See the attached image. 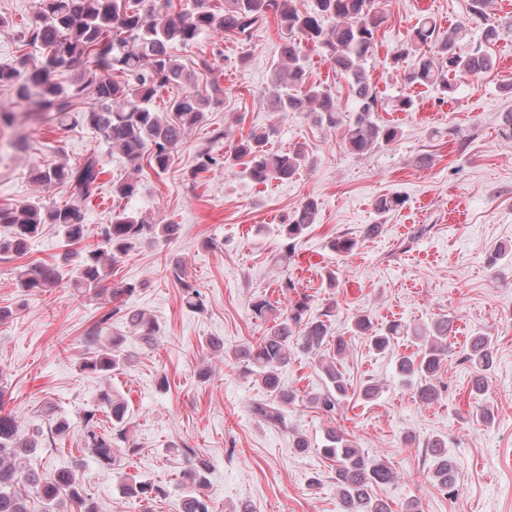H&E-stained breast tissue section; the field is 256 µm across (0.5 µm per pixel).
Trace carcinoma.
<instances>
[{"instance_id":"1","label":"carcinoma","mask_w":512,"mask_h":512,"mask_svg":"<svg viewBox=\"0 0 512 512\" xmlns=\"http://www.w3.org/2000/svg\"><path fill=\"white\" fill-rule=\"evenodd\" d=\"M311 2L310 7L301 9L297 0H222L218 5L214 0H185L184 7L173 11L170 0H39V12L25 28L24 39L39 48L40 59L32 64L22 60L17 67L1 66L0 87L14 88L16 97L31 105L30 116L36 122L60 133L81 123L120 152L132 170H140L146 160L160 174L167 171L172 151L224 102V91L213 82L211 91H184L168 99L165 111H157L154 102L162 90L191 80L171 49L193 45L207 32L247 42L272 17L283 33V42L270 77L268 108L284 114L300 112L320 126L341 130L346 148L356 155L391 144L398 129L379 119L378 95L366 72L382 24L375 0ZM466 36L467 27L458 24L442 37L434 20L425 17L392 51L390 63L397 66L413 58L407 83L433 87L450 98L458 78L488 73L495 67L486 48L461 51L459 43ZM309 46L321 50L336 74L347 80L358 103L356 112L344 114L330 87L308 82L305 50ZM58 71L72 73L68 84L54 81L53 74ZM271 135V129L251 132L224 155V164L243 161V174L254 184L288 180L302 168L313 166L300 147L286 152L270 150ZM103 173V159L94 152L72 165L38 167L32 170L34 182L44 186L67 184L75 189V199L61 205L37 197L14 207H0V224L8 226V234L0 236V256L24 254L47 225L56 226L61 235V262L24 266L17 276L20 288L46 291L65 279L79 293L94 291L111 277L112 267L121 258L144 244L167 243L178 237L179 225L151 223L123 207L112 210L111 222L102 226L99 241L85 243L82 204L95 194ZM137 191L138 181L133 176L112 181V198L118 202L130 200ZM404 203L401 194L391 193L375 200V210L385 215L401 209ZM317 215V202L306 200L282 220L278 234L284 239L286 252H292L294 240L316 222ZM278 287L286 306L280 309L264 297L253 300L255 317L270 327L256 343L236 354L266 394V400L256 403L253 411L267 423L280 424L282 407L296 401V393L284 389L280 381V372L290 361L291 343L296 340L305 353L318 359L327 379L325 390L311 395L309 402L328 415L334 414L348 395V384L338 369L345 352L344 340L332 338L330 320L308 316L309 297L290 277H283ZM119 313L144 342L154 341L159 326L141 311L118 305L100 323H108ZM352 327L356 333L370 335L378 352L401 340L410 342L416 350L397 356V376L420 403L429 405L439 399L434 377L448 353L451 320L441 317L427 327L395 321L374 332L369 318L358 315ZM97 333L95 329L86 336L87 352L81 369L109 375L125 363L126 337L115 333L103 341ZM333 341L336 349L326 350ZM466 359L476 370L472 392L480 399L493 365L492 338L484 333L471 336ZM3 397L0 390V512H35V498L43 505L42 512H98L80 479L83 460L48 478L32 467L31 458L40 441L20 438V422L1 410ZM98 412L111 427L100 426ZM129 425L126 399L115 392H102L96 411L84 418L83 432L85 450L102 470L123 469L135 453ZM326 441L323 452L336 462V490L344 512H391L384 501L372 495V488L396 480L394 471L382 460L364 456L342 430L329 431ZM426 447L432 455L431 477L448 492H455V467L448 459L447 443L434 437ZM169 452L182 455L185 461L179 512H214L203 492L209 470L205 459L186 446L175 445ZM122 494L147 503L163 495V490L132 480L123 485Z\"/></svg>"}]
</instances>
